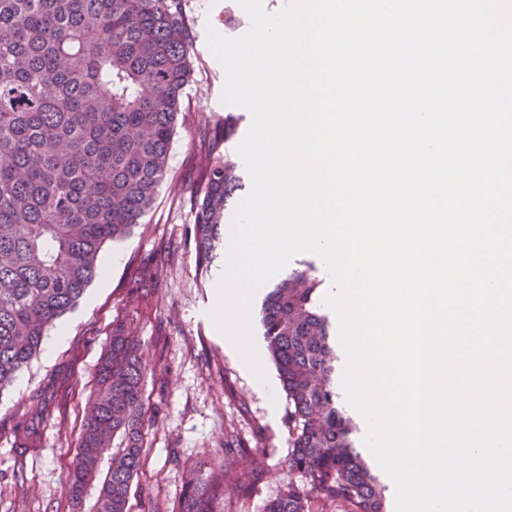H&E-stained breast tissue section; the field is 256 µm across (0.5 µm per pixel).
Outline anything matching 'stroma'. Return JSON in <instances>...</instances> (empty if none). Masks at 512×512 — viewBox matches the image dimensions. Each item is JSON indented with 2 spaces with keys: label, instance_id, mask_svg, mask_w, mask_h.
<instances>
[{
  "label": "stroma",
  "instance_id": "1",
  "mask_svg": "<svg viewBox=\"0 0 512 512\" xmlns=\"http://www.w3.org/2000/svg\"><path fill=\"white\" fill-rule=\"evenodd\" d=\"M187 9L195 21L198 58L183 98L184 123L169 156L171 175L184 182L193 177L190 158L204 146L205 123L235 119L232 136L215 146L221 158L235 163L251 123L246 109L223 103L225 73L207 44L208 28L223 30L225 12H239V5L236 0H188ZM194 216L186 199L162 186L141 226L104 246L86 299L56 325L64 337L53 354L39 353L20 374L25 387L0 395V424L6 425L25 415L33 393L49 382H74L80 389L78 396L60 402L37 447L19 455L0 438V512H71L65 486L84 413L83 394L91 389L113 320L124 317L138 321L155 373L166 378L164 387L146 386V465L132 484L131 512H143L148 493L156 512H174L188 475H210V464L218 459L224 462L225 481H236L242 461L224 453L229 433L243 447L265 452L267 459L252 484L227 501L228 512H264L287 480L282 463L289 451L288 400L282 395L277 405H269L211 317L223 269L204 273L197 267L187 240ZM151 253L156 256V293L140 305L132 296L131 272ZM19 461L26 476L20 486L12 479Z\"/></svg>",
  "mask_w": 512,
  "mask_h": 512
}]
</instances>
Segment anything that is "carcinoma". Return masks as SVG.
Wrapping results in <instances>:
<instances>
[{"mask_svg": "<svg viewBox=\"0 0 512 512\" xmlns=\"http://www.w3.org/2000/svg\"><path fill=\"white\" fill-rule=\"evenodd\" d=\"M196 34L186 0H0V394L78 303L103 247L142 223L170 179L169 153L193 82ZM196 264L224 250V217L243 189L236 166L192 157ZM140 294L154 263L133 268ZM324 281L304 264L265 293L259 320L288 396V482L265 512H387V486L355 446L339 404L336 326ZM154 366L129 319L112 331L86 399L70 463L75 512H129L144 466L145 379ZM54 407L32 395L10 427L17 448L41 439ZM176 512H224V489L198 475Z\"/></svg>", "mask_w": 512, "mask_h": 512, "instance_id": "1", "label": "carcinoma"}]
</instances>
